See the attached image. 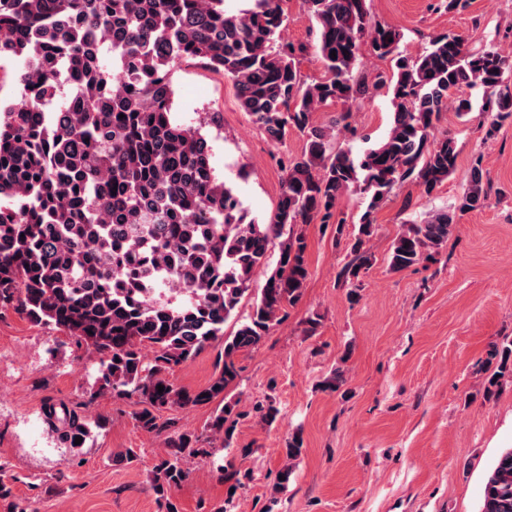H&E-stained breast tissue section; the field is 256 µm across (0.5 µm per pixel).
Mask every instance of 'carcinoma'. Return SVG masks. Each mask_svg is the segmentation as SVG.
<instances>
[{"instance_id":"cac0c4a2","label":"carcinoma","mask_w":512,"mask_h":512,"mask_svg":"<svg viewBox=\"0 0 512 512\" xmlns=\"http://www.w3.org/2000/svg\"><path fill=\"white\" fill-rule=\"evenodd\" d=\"M283 4L248 0L231 13L224 0H0V57L24 65L17 99L0 105V308L93 349L99 390L137 397L144 408L135 419L147 431L164 428L158 420L166 408L224 399L239 377L237 355L257 347L302 296V226L316 220L343 235L337 204L349 191L368 199L349 242L352 259L339 272L357 295L374 263L368 243L381 201L408 180L429 196L456 170L457 141L436 127L455 93L483 87L492 129L512 116V84L505 81L511 54L474 53L462 38L441 34L409 56L400 50V30L372 19L366 0H303L325 68L308 82L299 69L307 46L280 40ZM364 43L395 61L393 73L377 80L391 89L393 112L387 134L354 153L335 147L336 126L356 134L349 113L327 127L311 118L324 105L369 94L358 75ZM198 58L231 78L270 141L279 144L292 130L306 136L263 224L246 220L199 128L173 116L171 69ZM483 177L477 159L455 209L403 225L388 258L391 271L436 260L456 229V212L484 206ZM274 255L251 311L224 335L255 272ZM221 337L223 367L207 386L189 391L167 379ZM487 363L494 366L489 398L512 377V340L492 346ZM43 415L65 447L102 428L62 403L45 406ZM241 418L227 402L210 423L227 458L251 453L236 444ZM199 443L192 432L177 433L154 465L152 487L166 512H178L168 492L188 477V463L208 455ZM480 512H512V448L494 460Z\"/></svg>"}]
</instances>
